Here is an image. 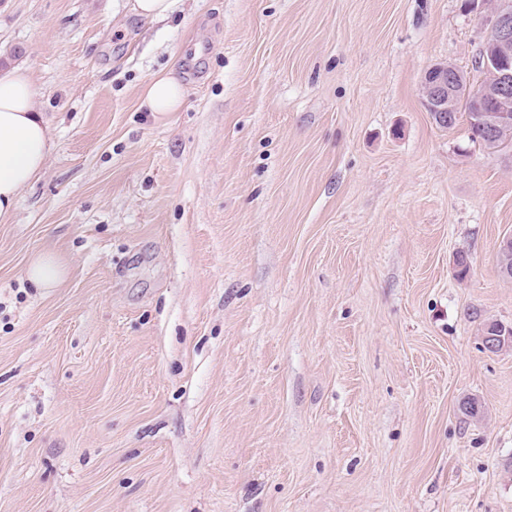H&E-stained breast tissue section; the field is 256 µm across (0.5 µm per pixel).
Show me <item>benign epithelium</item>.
Instances as JSON below:
<instances>
[{
	"label": "benign epithelium",
	"instance_id": "obj_1",
	"mask_svg": "<svg viewBox=\"0 0 512 512\" xmlns=\"http://www.w3.org/2000/svg\"><path fill=\"white\" fill-rule=\"evenodd\" d=\"M477 67L485 77L475 86L459 69L447 63L433 65L425 74L422 93L425 106L441 121H448L459 96L479 97L496 103L493 112L480 110L471 123L480 129L486 126L512 124V3L498 0L490 15L488 34ZM502 271L512 277V237L499 244Z\"/></svg>",
	"mask_w": 512,
	"mask_h": 512
}]
</instances>
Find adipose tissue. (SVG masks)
<instances>
[{"label":"adipose tissue","mask_w":512,"mask_h":512,"mask_svg":"<svg viewBox=\"0 0 512 512\" xmlns=\"http://www.w3.org/2000/svg\"><path fill=\"white\" fill-rule=\"evenodd\" d=\"M142 101L154 117L179 111L182 83L173 75L154 76ZM56 148L53 131L40 112L33 81L25 67L0 72V217L14 209L21 192L47 167Z\"/></svg>","instance_id":"adipose-tissue-1"}]
</instances>
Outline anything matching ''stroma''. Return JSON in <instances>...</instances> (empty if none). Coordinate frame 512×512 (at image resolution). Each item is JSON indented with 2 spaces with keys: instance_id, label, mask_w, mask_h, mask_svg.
<instances>
[{
  "instance_id": "1",
  "label": "stroma",
  "mask_w": 512,
  "mask_h": 512,
  "mask_svg": "<svg viewBox=\"0 0 512 512\" xmlns=\"http://www.w3.org/2000/svg\"><path fill=\"white\" fill-rule=\"evenodd\" d=\"M488 15L0 0L57 143L0 220V512H512V150L421 95ZM175 0H133L131 10L148 21L165 19L172 11ZM142 101L155 118L167 117L183 106L184 87L172 74L156 75L145 85ZM64 275V265L52 253H42L34 257L27 270L29 281L39 288H53Z\"/></svg>"
}]
</instances>
